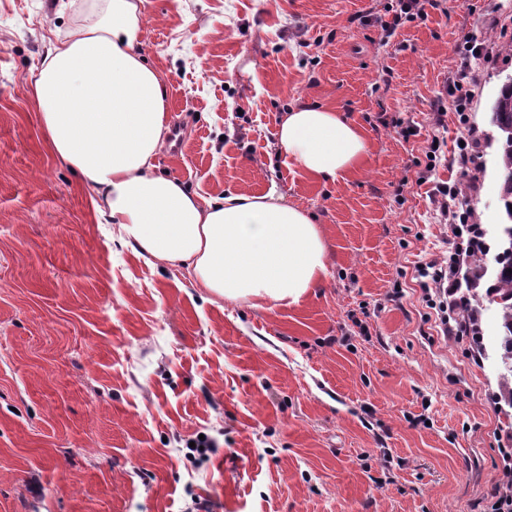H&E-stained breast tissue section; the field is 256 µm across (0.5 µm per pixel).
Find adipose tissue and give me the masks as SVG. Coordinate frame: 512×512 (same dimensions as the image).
<instances>
[{
    "label": "adipose tissue",
    "instance_id": "1",
    "mask_svg": "<svg viewBox=\"0 0 512 512\" xmlns=\"http://www.w3.org/2000/svg\"><path fill=\"white\" fill-rule=\"evenodd\" d=\"M141 0H99L93 19L47 49L30 96L54 158L92 193L94 210L139 255L176 266L211 297L294 305L328 275L323 234L273 192L201 201L159 172L170 127L165 77L141 53ZM278 146L302 173L333 183L365 162L363 129L335 109L290 107Z\"/></svg>",
    "mask_w": 512,
    "mask_h": 512
}]
</instances>
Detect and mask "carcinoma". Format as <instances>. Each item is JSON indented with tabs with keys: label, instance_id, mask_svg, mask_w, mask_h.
I'll list each match as a JSON object with an SVG mask.
<instances>
[{
	"label": "carcinoma",
	"instance_id": "obj_1",
	"mask_svg": "<svg viewBox=\"0 0 512 512\" xmlns=\"http://www.w3.org/2000/svg\"><path fill=\"white\" fill-rule=\"evenodd\" d=\"M491 123L499 143V199L504 222L499 225L501 252L495 257L498 268L493 283L486 288L485 299L497 306L502 331L499 357L508 364V373L499 376V399L512 408V78L504 83L492 106ZM486 251V246L478 247L464 273L467 292L472 297L477 296L475 289L487 273Z\"/></svg>",
	"mask_w": 512,
	"mask_h": 512
}]
</instances>
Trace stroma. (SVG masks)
Returning <instances> with one entry per match:
<instances>
[{
    "instance_id": "stroma-1",
    "label": "stroma",
    "mask_w": 512,
    "mask_h": 512,
    "mask_svg": "<svg viewBox=\"0 0 512 512\" xmlns=\"http://www.w3.org/2000/svg\"><path fill=\"white\" fill-rule=\"evenodd\" d=\"M392 2L142 0L159 170L205 201L277 190L322 230L323 286L257 309L112 242L47 148L28 87L93 0H0V512H486L512 408L493 353L442 335L418 268L455 250L433 193L459 182L446 157L467 130L472 221L489 241L502 221L490 117L512 56L481 73L468 125L431 112L464 41H512L494 24L512 0H439L386 40ZM304 101L370 145L328 186L279 152Z\"/></svg>"
}]
</instances>
